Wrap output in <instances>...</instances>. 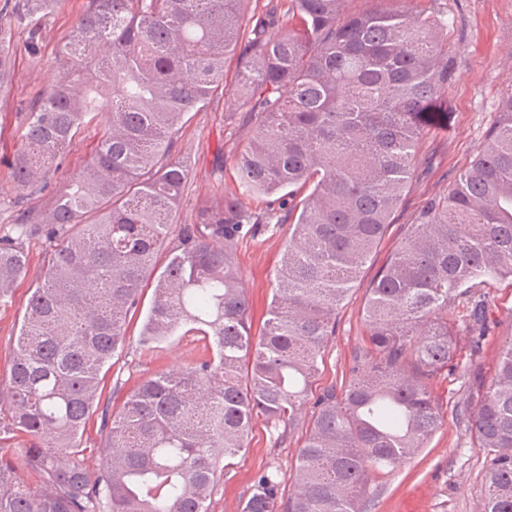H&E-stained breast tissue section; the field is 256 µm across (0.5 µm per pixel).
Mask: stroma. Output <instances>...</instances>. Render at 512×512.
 Wrapping results in <instances>:
<instances>
[{
	"label": "stroma",
	"instance_id": "1",
	"mask_svg": "<svg viewBox=\"0 0 512 512\" xmlns=\"http://www.w3.org/2000/svg\"><path fill=\"white\" fill-rule=\"evenodd\" d=\"M84 0H65L61 9L44 22L40 52H17L9 82L0 93V234L11 230L15 206L25 198L10 174L9 165L23 131L17 111L20 100L44 94L54 83L59 67L58 47L68 35ZM428 15L444 18L439 40L448 49L452 74L446 98L449 118L430 129L421 141L420 161L407 187L405 200L390 227L386 244H393L404 225L413 223L428 201L447 192L448 185L469 166L485 141L488 130L501 118L500 104L512 92V0H408ZM253 134L246 113L226 112L223 104L210 103L192 113L178 134L176 153L186 160L192 175L176 209L179 224L195 223L200 209L235 195L245 209L267 213L277 204L240 187L232 167L234 157ZM288 240L284 224H260L238 242L237 261L248 292L252 315L262 321L272 296L274 271ZM29 272L17 282L12 295L0 303V379L10 369L12 349L30 296V283L42 270L46 244L27 243ZM375 273L367 268L336 316V332L328 341L319 374L312 386L320 394L330 385H342L358 350L367 337L361 311L366 289ZM491 334L479 354L462 347L457 368L436 378L433 393L444 416L442 427L426 448L395 471L378 478L366 512H483L482 487L488 468L484 452L471 445L458 416L474 378L490 377L498 347L512 336V286L495 283L486 289ZM140 322H131L127 346L118 351L106 376L103 398L119 408L123 397L143 378L161 371H180L206 359L202 337L189 334L146 355L138 346ZM312 406H305L290 432L270 426L256 416L248 446L225 468L211 497V512H241L256 476L267 469L288 473L308 428Z\"/></svg>",
	"mask_w": 512,
	"mask_h": 512
}]
</instances>
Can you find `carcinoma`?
I'll use <instances>...</instances> for the list:
<instances>
[{
	"label": "carcinoma",
	"mask_w": 512,
	"mask_h": 512,
	"mask_svg": "<svg viewBox=\"0 0 512 512\" xmlns=\"http://www.w3.org/2000/svg\"><path fill=\"white\" fill-rule=\"evenodd\" d=\"M250 0H86L61 49L52 90L23 112L12 163L18 187L41 194L82 127L101 136L83 170L46 209L19 211L0 235V301L27 274L25 241L49 246L0 382V512H210L221 461L247 446L253 418L293 424L335 333L336 315L379 252L421 140L448 121L445 22L406 4L351 11L350 0H286L277 31ZM61 0L0 7V87L27 31ZM236 56V92L226 90ZM247 110L254 133L234 158L245 191L288 208V241L261 330L235 258L247 224H269L233 200L200 210L159 263L190 166L176 155L186 116L214 97ZM499 121L448 192L408 225L362 310L366 345L344 386L323 390L290 474L265 470L242 512H363L371 482L443 425L430 381L457 367L449 317L470 305L479 351L490 333L481 288L512 281V93ZM153 286L138 346L175 336L211 355L159 372L101 413L102 464L84 436L104 367L127 341ZM474 447L489 458L483 512H512V336L466 407ZM30 473L33 481L16 478ZM293 491L281 492L283 482Z\"/></svg>",
	"instance_id": "obj_1"
}]
</instances>
